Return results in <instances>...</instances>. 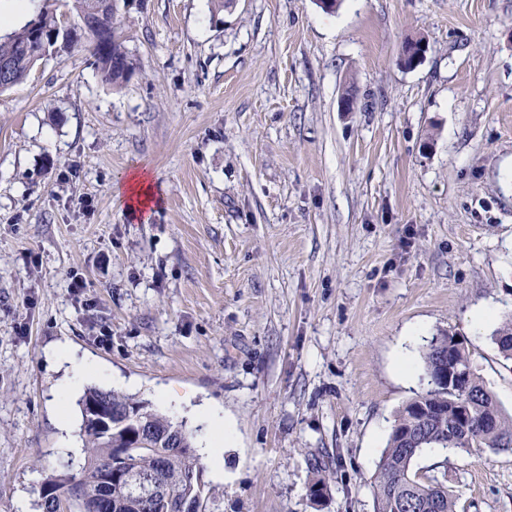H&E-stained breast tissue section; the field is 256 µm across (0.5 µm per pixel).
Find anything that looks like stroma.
I'll use <instances>...</instances> for the list:
<instances>
[{"label":"stroma","instance_id":"1","mask_svg":"<svg viewBox=\"0 0 512 512\" xmlns=\"http://www.w3.org/2000/svg\"><path fill=\"white\" fill-rule=\"evenodd\" d=\"M118 18L137 63L122 87L83 40L0 92V512L75 461L59 342L126 394L168 388L235 422L210 512H374L441 330L512 414L491 340L512 316V0H118ZM136 170L158 187L146 223L112 194ZM416 466L457 512H512V450Z\"/></svg>","mask_w":512,"mask_h":512}]
</instances>
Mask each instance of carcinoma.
<instances>
[{
    "mask_svg": "<svg viewBox=\"0 0 512 512\" xmlns=\"http://www.w3.org/2000/svg\"><path fill=\"white\" fill-rule=\"evenodd\" d=\"M118 7L112 8L107 26L112 37L91 42L89 51L101 80L122 86L132 75L135 62L124 44L117 23ZM40 31L59 36L68 26L65 16L42 11L37 16ZM25 27L0 39V60L11 65L10 84L28 76L37 58L20 49ZM493 340L506 359H512V317L495 330ZM428 388L397 412L373 476L376 512H456V501L444 481L424 475L415 467L429 448L472 453L477 448L512 450V414L503 411L472 367L470 351L446 331L432 337L422 355ZM453 361L465 369L466 377L455 384L441 381L443 366ZM103 401L117 425L95 431L88 418V405ZM81 423L78 436L85 448L84 464L77 473L50 474L35 492L44 512H177L184 500L204 496L203 487L185 481L191 472H203L195 455L166 453L161 440L180 435L186 447L194 445V433L146 401L89 387L79 399ZM139 477L156 493L146 500L132 498L121 480L105 482L107 470ZM49 488L61 500L42 493Z\"/></svg>",
    "mask_w": 512,
    "mask_h": 512,
    "instance_id": "cac0c4a2",
    "label": "carcinoma"
}]
</instances>
